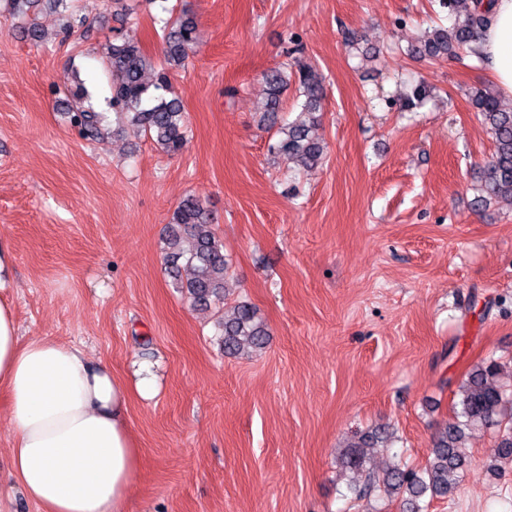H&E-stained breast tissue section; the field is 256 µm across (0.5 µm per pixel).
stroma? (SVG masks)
I'll list each match as a JSON object with an SVG mask.
<instances>
[{"label": "stroma", "mask_w": 512, "mask_h": 512, "mask_svg": "<svg viewBox=\"0 0 512 512\" xmlns=\"http://www.w3.org/2000/svg\"><path fill=\"white\" fill-rule=\"evenodd\" d=\"M169 3L198 36L171 76L191 127L175 156L112 111L102 143L68 122L71 78L95 103L110 94L90 50L122 27L109 0H76L86 40H60L65 9L40 16L36 42L0 7V251L19 332L109 361L130 386L141 365L155 375L158 394L128 404L141 463L124 512H404L380 492L354 499L337 457L380 428L377 466H424L465 375L491 356L512 365V207L474 204L493 141L467 93L493 79L473 53L407 55L452 23L438 0ZM128 5L161 58L158 0ZM294 36L327 93L312 169L273 160L258 124L262 75ZM420 82L427 97L401 111ZM189 194L218 218L225 306L251 302L270 331L252 358L224 357L212 312L173 285L161 239ZM13 434L0 394V512H39L13 478ZM461 451V486L428 512H512L494 431Z\"/></svg>", "instance_id": "1"}]
</instances>
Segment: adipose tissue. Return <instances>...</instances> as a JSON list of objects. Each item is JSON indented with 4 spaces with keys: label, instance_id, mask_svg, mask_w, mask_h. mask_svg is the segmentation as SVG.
Listing matches in <instances>:
<instances>
[{
    "label": "adipose tissue",
    "instance_id": "ef3b65f1",
    "mask_svg": "<svg viewBox=\"0 0 512 512\" xmlns=\"http://www.w3.org/2000/svg\"><path fill=\"white\" fill-rule=\"evenodd\" d=\"M490 16L475 46L512 96V0H493ZM0 388L14 429L13 473L27 498L43 512H122L140 466L127 387L78 347L20 336L1 291Z\"/></svg>",
    "mask_w": 512,
    "mask_h": 512
}]
</instances>
